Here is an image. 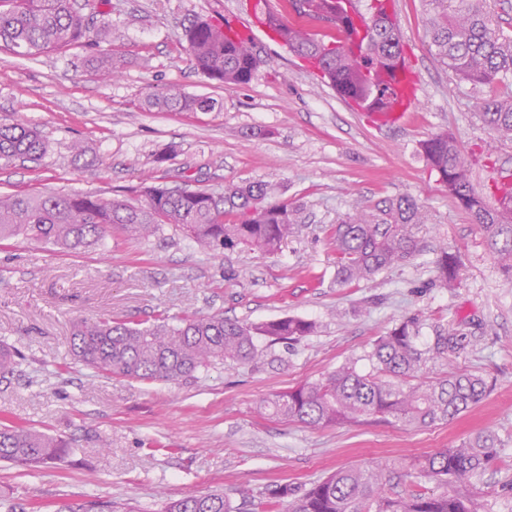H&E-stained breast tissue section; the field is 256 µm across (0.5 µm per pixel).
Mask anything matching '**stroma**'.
<instances>
[{
    "label": "stroma",
    "instance_id": "stroma-1",
    "mask_svg": "<svg viewBox=\"0 0 512 512\" xmlns=\"http://www.w3.org/2000/svg\"><path fill=\"white\" fill-rule=\"evenodd\" d=\"M404 57L420 94L407 118L376 126L300 58L262 32L261 64L246 84L218 83L194 68L186 29L197 19L246 27V0H97L91 31L36 59L0 47V119L36 126L49 143L37 163L0 161V193H90L132 206L162 184L221 191L263 180L300 205L302 222L272 254L244 247L197 249L181 233L133 239L116 232L74 254L30 242L0 248V341L24 356L0 379V419L62 437L66 466L0 463V499L59 512L96 500L99 512H162L166 502L212 490L239 504L269 489H295L348 465H396L485 430L501 439L475 483L485 512H512V280L491 259L482 229L419 153L446 133L466 154L469 179L485 197L512 177V140L479 119L476 101L512 89L476 87L429 49L423 0H392ZM109 53L118 77L95 75L90 59ZM213 98L212 112L149 106L172 91ZM85 148L75 156L73 142ZM173 148L157 163V153ZM408 196L426 213L421 250L371 280L336 281L332 225L356 207ZM459 259L453 286L437 278L440 247ZM219 314L262 323L314 321V334L267 349L258 361L226 362L176 383L97 374L70 355L72 324L112 315L151 323L157 311ZM414 317L419 345L456 330L457 350L436 373H479L487 397L453 419L414 431L395 424L310 427L269 414L266 401L356 362L377 336Z\"/></svg>",
    "mask_w": 512,
    "mask_h": 512
}]
</instances>
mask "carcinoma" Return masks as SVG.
<instances>
[{"label": "carcinoma", "mask_w": 512, "mask_h": 512, "mask_svg": "<svg viewBox=\"0 0 512 512\" xmlns=\"http://www.w3.org/2000/svg\"><path fill=\"white\" fill-rule=\"evenodd\" d=\"M306 8L299 17L325 20L342 34L337 48L315 39L300 27L267 14L282 45L306 59L326 77L340 96L373 112L387 92L385 72L404 60L398 25L388 4L372 7L366 36L332 19L336 0H293ZM426 26L436 57L474 86L497 85L512 77V35L486 0H424ZM88 21L75 0H0V45L36 57L86 37ZM196 69L210 80L246 84L259 60L251 41L232 40L224 29L199 19L186 30ZM153 104L174 112H212L217 101L205 96L171 93ZM494 133L512 137V97L488 99L479 113ZM48 151L41 133L20 119L0 121V160L37 162ZM419 151L448 192L485 233L490 256L512 279V183L496 187L499 207L487 204L471 184L467 162L454 139L435 135ZM277 188L264 181L231 185L224 192L153 186L140 207L89 194H0V242L13 239L51 244L66 251L102 244L112 231L145 238L171 228L205 249L243 245L276 251L300 223V207L276 201ZM426 215L407 196L385 198L347 214L333 228L336 279L340 284L367 280L408 261L419 248L414 228ZM459 268L456 254L440 248L438 278L452 285ZM315 332L313 322L286 316L259 325L220 315L175 318L156 313L143 326L122 319L80 320L70 340L73 355L97 373L117 374L143 382L175 383L212 365L245 364L260 358L263 338L272 345L296 342ZM421 324L409 318L378 337L367 354L372 371L361 374L347 363L313 382L269 402L285 421L312 427L350 425L364 417L405 427L422 428L453 418L477 405L491 390L485 376L450 372L426 383L413 380L429 364L448 358L456 332L444 330L426 350L418 346ZM22 355L0 343V377L20 371ZM499 445L492 432L442 448L412 464L414 477L433 480L439 491L416 490L404 496L384 493L388 466L379 463L342 468L300 491L276 486L269 499L288 500V512H481L479 492L471 480ZM69 443L57 436L14 424H0V461L21 466L63 464ZM164 512H235L220 492L187 496L165 504Z\"/></svg>", "instance_id": "cac0c4a2"}]
</instances>
